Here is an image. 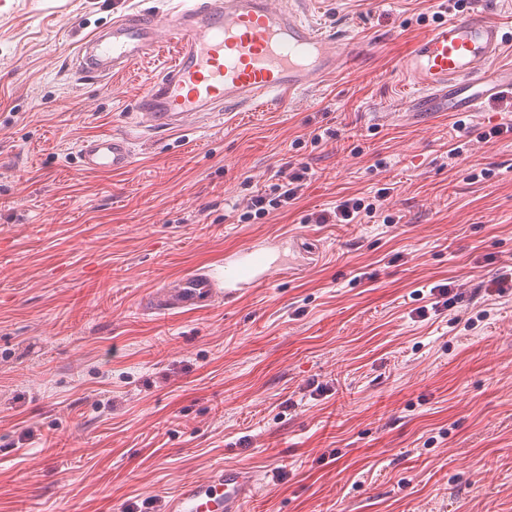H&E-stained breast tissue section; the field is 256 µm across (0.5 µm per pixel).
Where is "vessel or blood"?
<instances>
[{"instance_id": "1", "label": "vessel or blood", "mask_w": 512, "mask_h": 512, "mask_svg": "<svg viewBox=\"0 0 512 512\" xmlns=\"http://www.w3.org/2000/svg\"><path fill=\"white\" fill-rule=\"evenodd\" d=\"M176 51L137 97L134 110L149 133L182 129L205 112L277 101L281 92L317 87L340 69H353L359 52L346 32L327 31L304 21L273 0H187L175 15H129L97 32L78 52L79 71L96 80L128 70L155 55L160 32ZM505 40L484 12L469 11L440 22L416 39L402 67L422 88L419 112H473L480 103L512 91V69L491 62ZM80 167L87 173H124L133 165L129 137L104 134L83 140ZM295 263L282 242L256 241L226 252L224 276L193 271L157 292L158 311L195 310L232 301L243 289L292 276ZM260 482L253 471L221 466L200 481L182 483L166 512H244Z\"/></svg>"}]
</instances>
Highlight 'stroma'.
I'll use <instances>...</instances> for the list:
<instances>
[{
  "label": "stroma",
  "mask_w": 512,
  "mask_h": 512,
  "mask_svg": "<svg viewBox=\"0 0 512 512\" xmlns=\"http://www.w3.org/2000/svg\"><path fill=\"white\" fill-rule=\"evenodd\" d=\"M181 5L0 0V512H163L222 464L262 474L247 512H512V291L482 288L512 265V132L477 138L512 103L412 112L400 58L436 0H306L305 18L353 33L359 69L151 135L132 108L170 39L103 81L74 57L120 16ZM466 7L500 23L494 63L511 65L512 0ZM460 120L472 141L452 159ZM105 133L131 138L129 172L79 169L80 142ZM303 166L295 204L240 221ZM384 187L365 223L310 221ZM277 233L298 278L148 309ZM446 282L449 310L432 292Z\"/></svg>",
  "instance_id": "stroma-1"
}]
</instances>
